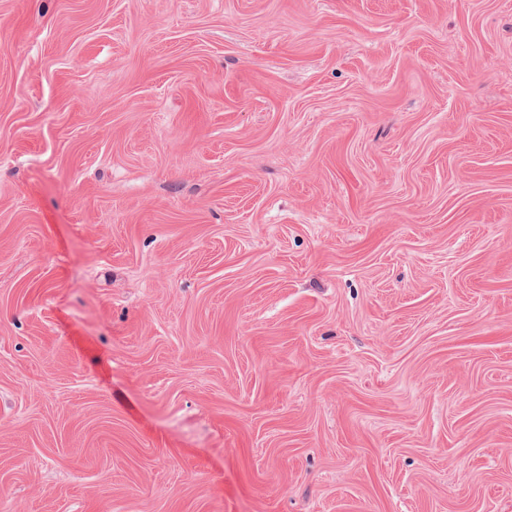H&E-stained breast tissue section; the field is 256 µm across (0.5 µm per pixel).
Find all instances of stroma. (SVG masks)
Masks as SVG:
<instances>
[{
	"label": "stroma",
	"mask_w": 512,
	"mask_h": 512,
	"mask_svg": "<svg viewBox=\"0 0 512 512\" xmlns=\"http://www.w3.org/2000/svg\"><path fill=\"white\" fill-rule=\"evenodd\" d=\"M0 512H512V0H0Z\"/></svg>",
	"instance_id": "35a3bbf8"
}]
</instances>
